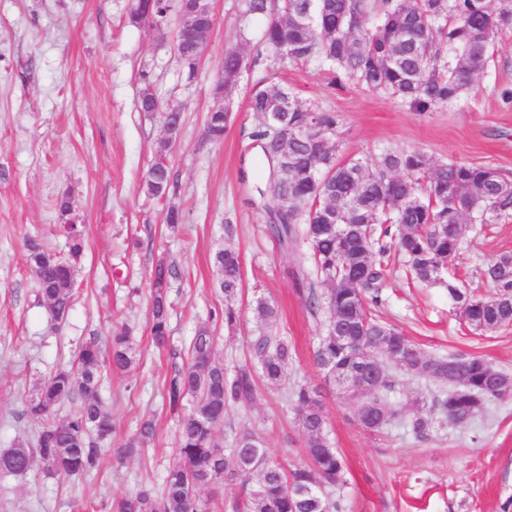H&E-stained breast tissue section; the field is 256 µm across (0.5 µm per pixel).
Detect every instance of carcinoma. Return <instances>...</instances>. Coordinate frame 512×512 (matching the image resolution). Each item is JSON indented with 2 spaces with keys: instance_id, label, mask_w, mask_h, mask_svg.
<instances>
[{
  "instance_id": "carcinoma-1",
  "label": "carcinoma",
  "mask_w": 512,
  "mask_h": 512,
  "mask_svg": "<svg viewBox=\"0 0 512 512\" xmlns=\"http://www.w3.org/2000/svg\"><path fill=\"white\" fill-rule=\"evenodd\" d=\"M244 15L266 19L260 43L275 57L286 49L298 64L319 60L332 71V84L352 80L421 113L469 90L493 57L495 36L512 28V0H498L494 8L490 0H245ZM283 101L288 102V125H313L317 134L282 142L291 168L266 179L264 194L276 202L267 231L286 247L297 242V225L305 224L317 273L328 285L319 293L313 282L293 274L309 309L328 312L316 365L322 372L335 370L341 379L364 358L375 359L377 375L363 374L350 381V388L336 389L369 431L378 432L399 416L391 401L398 379L389 363L438 388L425 411L406 422L415 438L428 439L438 420L468 426L489 401L512 388V376L479 355H426L375 310L382 304L391 254L404 256L418 281L432 283L437 271L454 264L466 225L512 217V179L490 166L438 163L422 151L386 152L370 162L343 158L334 138L338 115L300 103L286 87H255L247 106L260 117ZM228 129L217 113H207L206 139L220 140ZM168 147L167 141L160 146L147 172L152 196L166 195L172 184ZM61 232L65 257L36 240L28 243L37 298L60 321L73 306L74 272L84 250L81 226L63 224ZM214 260L222 274L224 327L234 329L240 322L242 257L226 244ZM172 274V267L159 264L152 278L150 333L162 348L170 341L166 288ZM482 278L494 289L492 296L478 297L450 279L448 299L480 332L512 325V254L488 263ZM252 311L257 333L249 341L248 357L231 374L217 360L213 331L203 326L192 337L187 360L166 377L162 391L164 408L178 419V460L166 471L159 492L126 494L112 502V512H207L201 492L227 480L240 485L228 504L231 512H342L340 501L324 494L343 484L345 462L328 443L320 387L295 383L285 390L306 440V459L299 466L290 469L273 459L263 438L247 426L234 431L225 448L214 439L228 410L256 400L259 380L288 384L295 350L288 337L272 329L278 308L260 297ZM111 359L115 370L136 361L127 333L112 337ZM103 364L102 349L89 341L74 366L35 386L27 414L40 422L36 447L19 444L1 452V474L27 472L37 464L50 476L79 479L98 465L97 441L112 432V416L101 397ZM75 396L80 405L74 415L52 418L57 406ZM155 433L154 420H142L122 454L147 447ZM289 485L298 494L288 495Z\"/></svg>"
}]
</instances>
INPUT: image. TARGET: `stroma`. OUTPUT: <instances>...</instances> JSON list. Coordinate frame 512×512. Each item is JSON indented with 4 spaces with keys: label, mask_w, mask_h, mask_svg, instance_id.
I'll use <instances>...</instances> for the list:
<instances>
[{
    "label": "stroma",
    "mask_w": 512,
    "mask_h": 512,
    "mask_svg": "<svg viewBox=\"0 0 512 512\" xmlns=\"http://www.w3.org/2000/svg\"><path fill=\"white\" fill-rule=\"evenodd\" d=\"M243 5L211 0L217 23L191 68L174 51L176 15L158 30L131 23L130 0H0V451L18 442L34 446L39 424L27 415V400L35 384L71 366L79 346L93 340L110 351L113 334L127 326L137 352L129 370L105 375L102 396L114 431L97 468L73 480L37 468L0 475V512H108L123 494L160 488L177 441V421L162 407L173 359L150 335L152 274L161 262L179 272L168 288L178 351L206 326L217 338L219 360L234 368L248 354L253 299L261 294L278 306L274 328L296 349L289 380L320 386L324 394L328 436L347 466L345 484L333 493L345 512H512V397L492 402L467 427L436 424L419 441L405 422L434 393L429 381L402 377L392 396L400 415L378 432L364 429L325 386L313 357L324 317L310 313L292 278L300 271L314 279L311 252L303 242L280 247L266 231L275 203L256 191L267 168L253 138L259 120L247 110L254 86L277 84L302 103L338 114L342 156L419 150L440 163L490 165L512 177V102L503 98L512 90V30L496 36L488 68L463 98L419 114L350 81L331 86L319 62L283 65L259 53L263 22L242 21ZM230 49L244 58L229 100L234 120L222 140L209 141L205 116L219 103L214 89ZM145 90L161 109L183 113L180 137L167 153L174 185L163 197L144 188L165 137L161 109H139ZM64 195L84 225L85 247L73 307L60 322L35 299L26 243L35 237L65 252L56 208ZM173 207L185 215L174 227L166 222ZM227 239L243 259L241 319L233 331L220 319L224 299L215 289L214 253ZM505 252L512 253V218L467 225L456 274L477 295L490 296L481 271ZM377 314L425 354H479L512 374V326L472 330L445 281L417 284L402 259L391 264ZM283 392L260 383L252 406L226 415L217 442L246 423L273 458L289 467L303 462L305 436ZM149 417L156 421L154 441L120 459V448Z\"/></svg>",
    "instance_id": "stroma-1"
}]
</instances>
